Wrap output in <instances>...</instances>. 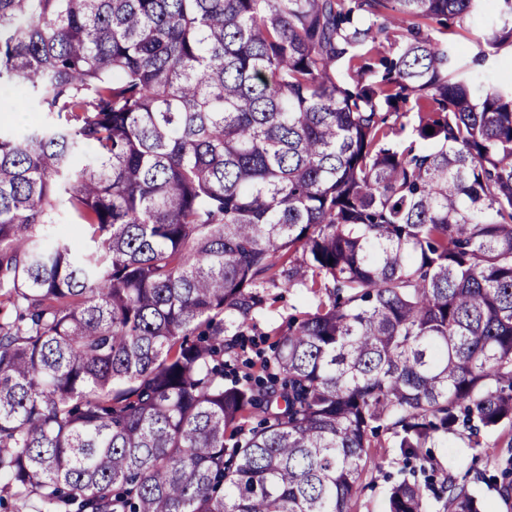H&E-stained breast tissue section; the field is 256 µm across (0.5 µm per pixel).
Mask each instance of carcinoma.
<instances>
[{
  "label": "carcinoma",
  "mask_w": 512,
  "mask_h": 512,
  "mask_svg": "<svg viewBox=\"0 0 512 512\" xmlns=\"http://www.w3.org/2000/svg\"><path fill=\"white\" fill-rule=\"evenodd\" d=\"M484 2L0 0V504L356 512L374 449L512 428V0L448 39ZM279 287L315 311L224 383ZM482 23L478 20H454L448 31V38L451 39L458 49L463 62L472 56L474 42L480 33ZM490 75L496 84L510 87L512 84V49L503 48L494 62Z\"/></svg>",
  "instance_id": "cac0c4a2"
}]
</instances>
